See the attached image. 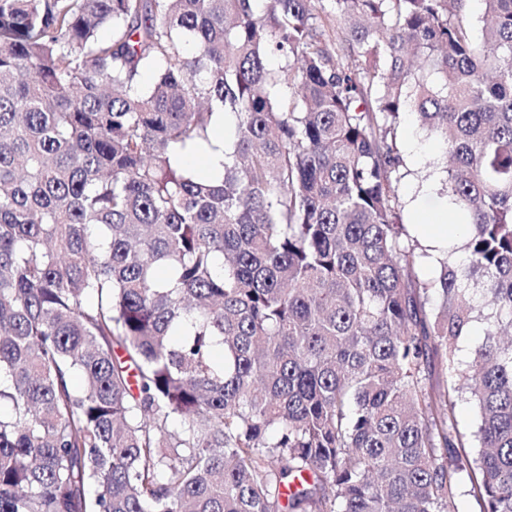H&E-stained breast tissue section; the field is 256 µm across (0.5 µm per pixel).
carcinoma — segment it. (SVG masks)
Listing matches in <instances>:
<instances>
[{
	"label": "carcinoma",
	"mask_w": 512,
	"mask_h": 512,
	"mask_svg": "<svg viewBox=\"0 0 512 512\" xmlns=\"http://www.w3.org/2000/svg\"><path fill=\"white\" fill-rule=\"evenodd\" d=\"M482 4L0 0V512H455L463 476L512 512V0ZM406 112L470 228L428 281ZM221 116L210 180L182 157ZM456 420L458 430L472 437L478 426V416L475 407L467 398L459 399L456 407Z\"/></svg>",
	"instance_id": "cac0c4a2"
}]
</instances>
